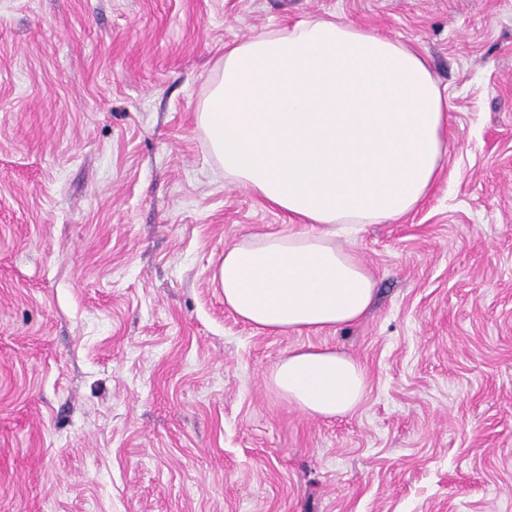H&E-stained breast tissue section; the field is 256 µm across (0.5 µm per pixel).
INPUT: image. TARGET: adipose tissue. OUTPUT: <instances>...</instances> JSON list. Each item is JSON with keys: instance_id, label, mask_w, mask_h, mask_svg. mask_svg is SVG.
Masks as SVG:
<instances>
[{"instance_id": "1", "label": "adipose tissue", "mask_w": 512, "mask_h": 512, "mask_svg": "<svg viewBox=\"0 0 512 512\" xmlns=\"http://www.w3.org/2000/svg\"><path fill=\"white\" fill-rule=\"evenodd\" d=\"M196 125L225 178L293 220L225 249V306L277 334L360 320L376 281L352 233L416 209L442 166L448 99L424 58L322 17L261 31L225 47ZM268 380L322 419L354 412L368 387L361 364L328 347L288 352Z\"/></svg>"}]
</instances>
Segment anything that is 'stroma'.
<instances>
[{
  "label": "stroma",
  "instance_id": "35a3bbf8",
  "mask_svg": "<svg viewBox=\"0 0 512 512\" xmlns=\"http://www.w3.org/2000/svg\"><path fill=\"white\" fill-rule=\"evenodd\" d=\"M316 16L428 61L448 152L356 237L369 314L274 334L213 273L290 219L195 112L225 46ZM324 345L368 380L329 420L267 381ZM0 512H512V0H0Z\"/></svg>",
  "mask_w": 512,
  "mask_h": 512
}]
</instances>
